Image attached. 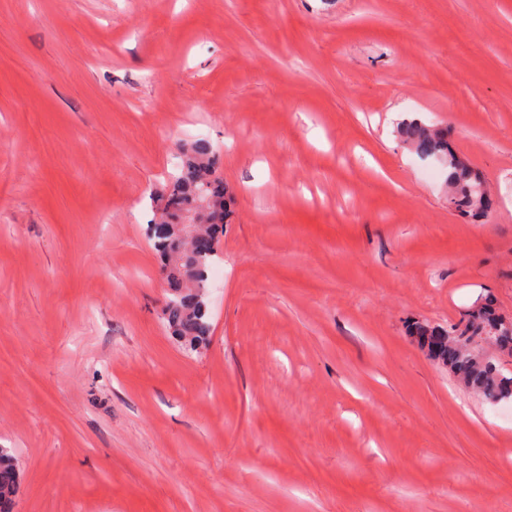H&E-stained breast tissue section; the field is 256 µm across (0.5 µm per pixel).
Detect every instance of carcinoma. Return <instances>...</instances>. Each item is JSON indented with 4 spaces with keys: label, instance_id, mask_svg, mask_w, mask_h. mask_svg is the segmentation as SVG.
<instances>
[{
    "label": "carcinoma",
    "instance_id": "cac0c4a2",
    "mask_svg": "<svg viewBox=\"0 0 512 512\" xmlns=\"http://www.w3.org/2000/svg\"><path fill=\"white\" fill-rule=\"evenodd\" d=\"M402 134L419 155L446 159L451 208L474 217L487 214L491 207L489 196L477 189L473 168L448 148L445 131L412 120L403 125ZM213 169L210 143L202 139L195 141L187 149L181 174L153 194L156 215L146 229L168 288L163 319L189 351L200 349L209 338L207 276L219 258L224 219L233 204L232 194ZM204 200L213 208L212 222L198 225L197 239L182 237L177 230L179 217ZM409 330L435 358L446 363L450 371L487 399L512 396V377L504 376L495 362L480 360L470 351L474 345L489 339L501 351L512 354V327L505 324L492 305H480L446 328L414 322ZM20 485L17 458L10 449L0 448V512H15Z\"/></svg>",
    "mask_w": 512,
    "mask_h": 512
}]
</instances>
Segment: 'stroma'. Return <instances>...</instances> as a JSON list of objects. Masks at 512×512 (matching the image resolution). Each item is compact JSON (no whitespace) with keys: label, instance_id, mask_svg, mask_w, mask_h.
I'll use <instances>...</instances> for the list:
<instances>
[{"label":"stroma","instance_id":"obj_1","mask_svg":"<svg viewBox=\"0 0 512 512\" xmlns=\"http://www.w3.org/2000/svg\"><path fill=\"white\" fill-rule=\"evenodd\" d=\"M201 138L236 203L191 353L145 230ZM488 296L512 321V0H0L15 512H512V414L408 332ZM402 134L414 150L423 157H445L448 166V186L451 208L474 217H484L490 210L488 195H481L477 189L478 179L473 168L448 148L447 133L431 128L415 120L405 123Z\"/></svg>","mask_w":512,"mask_h":512}]
</instances>
